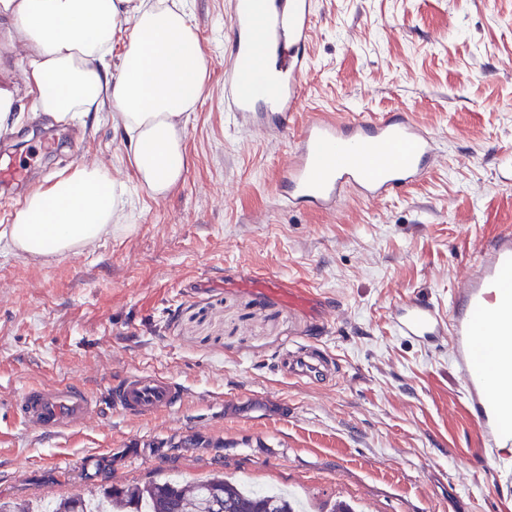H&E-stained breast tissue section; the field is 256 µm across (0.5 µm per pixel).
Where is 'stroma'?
<instances>
[{
  "label": "stroma",
  "instance_id": "obj_1",
  "mask_svg": "<svg viewBox=\"0 0 512 512\" xmlns=\"http://www.w3.org/2000/svg\"><path fill=\"white\" fill-rule=\"evenodd\" d=\"M208 73L185 131L187 169L164 197L134 193L108 235L68 256L26 259L0 243V497L45 504L104 484L190 482L221 472L290 489L312 512H512L468 415L449 341L398 336L393 305L447 308L462 270L512 230V0H315L305 109L345 121L412 114L437 161L406 191L354 196L323 214L290 206L284 139L226 110L231 0H184ZM14 149L47 180L101 162L133 180L107 119L54 123L25 101ZM59 141L51 156L37 147ZM266 272L334 308L258 298ZM332 362L326 383L287 378L292 345ZM183 384L181 407L151 418L104 413L49 436L13 408L34 384L97 394L129 371Z\"/></svg>",
  "mask_w": 512,
  "mask_h": 512
}]
</instances>
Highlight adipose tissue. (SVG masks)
Returning a JSON list of instances; mask_svg holds the SVG:
<instances>
[{
    "label": "adipose tissue",
    "mask_w": 512,
    "mask_h": 512,
    "mask_svg": "<svg viewBox=\"0 0 512 512\" xmlns=\"http://www.w3.org/2000/svg\"><path fill=\"white\" fill-rule=\"evenodd\" d=\"M0 47L24 86L0 80V133L23 96L58 124L108 114L134 181L82 163L30 193L0 240L20 256L77 253L120 220L134 188L166 196L187 168L184 130L207 62L182 0H0Z\"/></svg>",
    "instance_id": "obj_1"
}]
</instances>
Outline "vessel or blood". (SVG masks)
Segmentation results:
<instances>
[{"mask_svg": "<svg viewBox=\"0 0 512 512\" xmlns=\"http://www.w3.org/2000/svg\"><path fill=\"white\" fill-rule=\"evenodd\" d=\"M232 57L225 80L232 89L229 110L237 120L251 119L256 102L242 90L240 64L262 58L278 75L265 109L280 132L303 105L307 48L313 35L312 0H266L263 20L235 6ZM436 147L434 136L408 114L339 121L311 115L293 140L279 182L289 204L330 212L347 190L371 199L403 192L426 172ZM28 178L24 164L0 156V183ZM248 283L261 294L300 308L314 306L309 290L273 276L251 275ZM448 316L420 299L397 303L391 310L397 335L416 341L451 337L454 366L467 410L493 451L501 486H512V232L487 241L477 259L451 292ZM283 362L290 375L317 382L328 367L319 349L301 346ZM183 387L168 376L149 371L130 373L109 389L108 403L84 386H28L15 403L16 415L31 433L42 434L101 419L103 405L113 412L148 418L177 410Z\"/></svg>", "mask_w": 512, "mask_h": 512, "instance_id": "b4317fda", "label": "vessel or blood"}]
</instances>
